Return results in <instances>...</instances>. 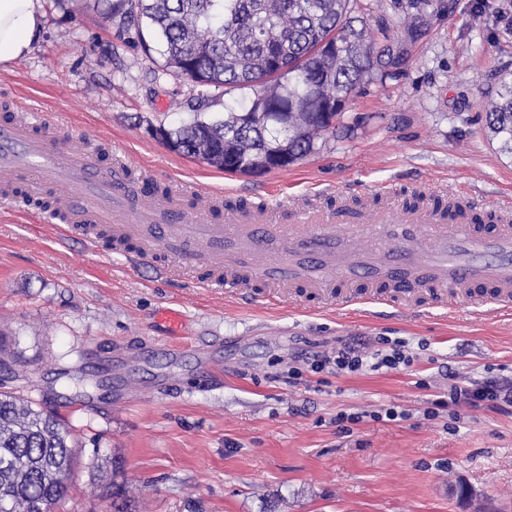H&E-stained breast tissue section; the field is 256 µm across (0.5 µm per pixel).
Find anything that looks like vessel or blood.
<instances>
[{"instance_id": "1", "label": "vessel or blood", "mask_w": 512, "mask_h": 512, "mask_svg": "<svg viewBox=\"0 0 512 512\" xmlns=\"http://www.w3.org/2000/svg\"><path fill=\"white\" fill-rule=\"evenodd\" d=\"M96 147L61 142L53 117L45 112L0 119V201L19 214L58 229L59 241L72 239L74 227L105 226L118 241H133L126 265L136 267L158 253L168 257L159 266L163 278L193 272L199 263L213 269L200 280L203 288L223 286L232 293L245 280L297 284L322 295L342 274L368 281L387 279L388 293H374L399 311L421 307L423 300L455 311L475 284L489 289L488 303L512 309V222L485 226L452 224L440 208L426 205L409 211L388 188L376 212L300 210L290 224L275 220L278 206L252 211L222 210L220 194L201 191L189 182H175L164 206L154 197H127L122 163L110 176L98 172ZM22 193H15V184ZM50 197L49 209L34 202ZM391 229L384 258L372 271H345L335 250L337 236H356L365 225Z\"/></svg>"}]
</instances>
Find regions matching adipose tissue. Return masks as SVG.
Wrapping results in <instances>:
<instances>
[{
	"label": "adipose tissue",
	"mask_w": 512,
	"mask_h": 512,
	"mask_svg": "<svg viewBox=\"0 0 512 512\" xmlns=\"http://www.w3.org/2000/svg\"><path fill=\"white\" fill-rule=\"evenodd\" d=\"M41 29L40 0H0V65L26 54Z\"/></svg>",
	"instance_id": "ef3b65f1"
}]
</instances>
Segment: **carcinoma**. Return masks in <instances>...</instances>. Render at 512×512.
<instances>
[{
  "mask_svg": "<svg viewBox=\"0 0 512 512\" xmlns=\"http://www.w3.org/2000/svg\"><path fill=\"white\" fill-rule=\"evenodd\" d=\"M413 12L394 30L367 25V0H113L112 17L133 19L163 45L165 67L192 85L260 87L224 117L160 135L184 156L228 173L251 160L286 169L317 150L320 135L344 126L345 104L374 75H399L411 50L455 0H407ZM264 113L261 121L249 118ZM486 126L512 154V80L502 77ZM288 160L276 161L280 154ZM75 451L65 425L10 392H0V512H40L67 496Z\"/></svg>",
  "mask_w": 512,
  "mask_h": 512,
  "instance_id": "cac0c4a2",
  "label": "carcinoma"
}]
</instances>
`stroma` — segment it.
<instances>
[{"mask_svg":"<svg viewBox=\"0 0 512 512\" xmlns=\"http://www.w3.org/2000/svg\"><path fill=\"white\" fill-rule=\"evenodd\" d=\"M107 6L41 0L42 35L0 66V103L54 113L58 133H80L160 185L191 181L229 201L373 211L381 186L409 205L444 184L474 216L512 205V155L485 129L486 92L512 71V0H455L399 78L372 77L350 99L348 134L257 176L185 157L156 134L223 116L252 91L201 101L134 28L104 20ZM164 308L182 316L176 357L157 347ZM343 336L403 339L413 363L286 382L299 342L328 351ZM445 364L472 381L512 377V314L228 298L128 269L103 247L59 245L52 225L0 204V391L59 416L81 450L56 512H512V413L467 406L451 419ZM392 406L405 418L373 419ZM341 413L363 419L345 431ZM461 483L471 499L456 496Z\"/></svg>","mask_w":512,"mask_h":512,"instance_id":"35a3bbf8","label":"stroma"}]
</instances>
